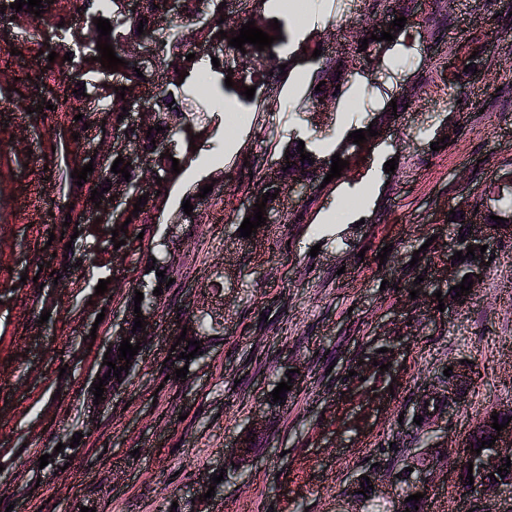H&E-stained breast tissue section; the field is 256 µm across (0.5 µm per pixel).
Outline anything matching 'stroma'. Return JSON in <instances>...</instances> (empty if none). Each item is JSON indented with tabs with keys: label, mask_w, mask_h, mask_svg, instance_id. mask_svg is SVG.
Instances as JSON below:
<instances>
[{
	"label": "stroma",
	"mask_w": 512,
	"mask_h": 512,
	"mask_svg": "<svg viewBox=\"0 0 512 512\" xmlns=\"http://www.w3.org/2000/svg\"><path fill=\"white\" fill-rule=\"evenodd\" d=\"M444 5L439 13L434 0H418L407 35L369 63L353 47L386 15L375 0H305L299 28L287 8L231 0L227 27L277 19L288 34L270 60L227 52L232 80L273 63L286 73L257 90L231 134L222 110L186 102L194 119L171 144L181 172L147 224L130 226L124 252L113 250L111 227L64 223L88 191L70 173L95 159L103 113L79 94L71 111L42 108L62 78L43 52V28L25 18L0 32V52L11 55L0 65V512H336L372 470L399 497L405 459L435 444L448 454L423 490L425 512H486L489 501L462 488V448L490 407H512V241L493 246L464 303L441 311L435 294L456 232L449 199L484 204L485 188L512 166V25L489 0ZM317 49L348 78L346 92L318 108L307 99ZM473 51L484 67L466 88L451 85V64ZM406 86L407 109L339 178L282 194L283 223L239 236L246 202L289 134L343 140ZM439 140L443 149L431 150ZM393 158L397 168L385 172ZM217 175L221 197L167 233L198 182ZM338 210L342 219L326 223ZM162 241L175 253L174 282L153 339L116 406L89 415L105 343ZM203 312L219 332L175 378L170 349ZM463 360L471 377L449 389L444 371ZM295 365L294 394L271 403ZM448 396L456 405L415 427L424 403ZM248 431L256 447L244 475L197 502ZM47 453L53 460L41 465Z\"/></svg>",
	"instance_id": "1"
}]
</instances>
